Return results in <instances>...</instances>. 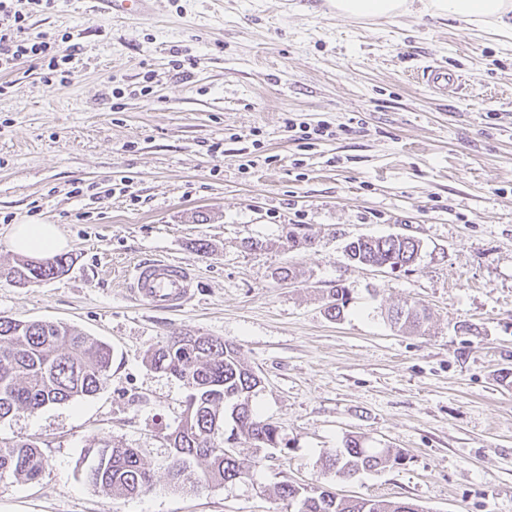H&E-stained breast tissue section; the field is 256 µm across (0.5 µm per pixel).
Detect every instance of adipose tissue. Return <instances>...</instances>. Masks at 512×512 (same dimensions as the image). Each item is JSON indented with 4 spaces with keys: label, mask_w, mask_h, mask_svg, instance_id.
<instances>
[{
    "label": "adipose tissue",
    "mask_w": 512,
    "mask_h": 512,
    "mask_svg": "<svg viewBox=\"0 0 512 512\" xmlns=\"http://www.w3.org/2000/svg\"><path fill=\"white\" fill-rule=\"evenodd\" d=\"M435 17L453 18L512 35V0H327L329 13L339 18L372 22L392 18L412 6ZM13 247L22 253L47 256L65 245L57 225L18 224L12 233Z\"/></svg>",
    "instance_id": "adipose-tissue-1"
}]
</instances>
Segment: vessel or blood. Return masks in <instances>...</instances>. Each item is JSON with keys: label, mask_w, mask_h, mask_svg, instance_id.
Listing matches in <instances>:
<instances>
[{"label": "vessel or blood", "mask_w": 512, "mask_h": 512, "mask_svg": "<svg viewBox=\"0 0 512 512\" xmlns=\"http://www.w3.org/2000/svg\"><path fill=\"white\" fill-rule=\"evenodd\" d=\"M118 19L144 18L152 11L153 0H102ZM195 281L194 273L169 259H146L132 267L126 288L131 299L157 309L173 310L186 302Z\"/></svg>", "instance_id": "vessel-or-blood-1"}]
</instances>
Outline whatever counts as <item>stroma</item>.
I'll return each mask as SVG.
<instances>
[{"mask_svg":"<svg viewBox=\"0 0 512 512\" xmlns=\"http://www.w3.org/2000/svg\"><path fill=\"white\" fill-rule=\"evenodd\" d=\"M323 2L155 0L142 20L16 0L30 33L77 50L61 82L24 61L0 72V269L20 257L14 225L32 223L58 225L68 266L27 286L0 276V316L70 325L112 366L92 397L0 419V443L34 440L47 461L37 481L0 483V512H285L286 480L512 512V38L419 12L363 24ZM432 64L459 77L454 93L425 82ZM300 124L329 134L304 144ZM391 234L419 241L414 265L347 258L350 241ZM143 258L191 268L192 300L132 302ZM339 285L351 300L334 320ZM412 302L431 312L425 333L387 318ZM181 332L233 343L261 379L253 402L285 445L260 455L238 437L261 458L250 477L169 481L187 390L147 355ZM350 435L401 463L325 471ZM98 440L139 449L152 489L89 484Z\"/></svg>","mask_w":512,"mask_h":512,"instance_id":"1","label":"stroma"}]
</instances>
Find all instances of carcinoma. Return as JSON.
Here are the masks:
<instances>
[{"label":"carcinoma","instance_id":"1","mask_svg":"<svg viewBox=\"0 0 512 512\" xmlns=\"http://www.w3.org/2000/svg\"><path fill=\"white\" fill-rule=\"evenodd\" d=\"M419 241L391 235L359 238L347 245L358 263H389L402 267L418 255ZM67 258L55 255L35 265L29 259L0 273L19 285L38 283L65 271ZM350 289L336 286L326 308L338 319L349 302ZM400 327L418 330L430 313L416 305L391 312ZM152 368L164 372L187 389L185 414L168 434L173 449L168 465L169 480L177 487H208L250 475L259 457L242 458L224 447V429L230 436L248 437L254 448H278L282 444L279 427L263 418L253 406L261 379L240 360L230 342L211 336L177 334L148 354ZM110 347L63 323L19 321L0 317V419L20 409L37 412L46 406L72 402L97 394L109 377ZM93 456L85 470L86 480L106 492L123 497L139 496L153 485V473L137 448L104 443L87 449ZM402 453L385 448H367L356 436L344 447L325 457V465L340 477L350 478L363 471L394 465ZM193 461H201L199 473L190 471ZM45 459L35 442L19 440L0 445V481L38 479ZM279 497L292 512H420L418 505L384 499L339 497L323 487L309 489L285 482Z\"/></svg>","mask_w":512,"mask_h":512}]
</instances>
